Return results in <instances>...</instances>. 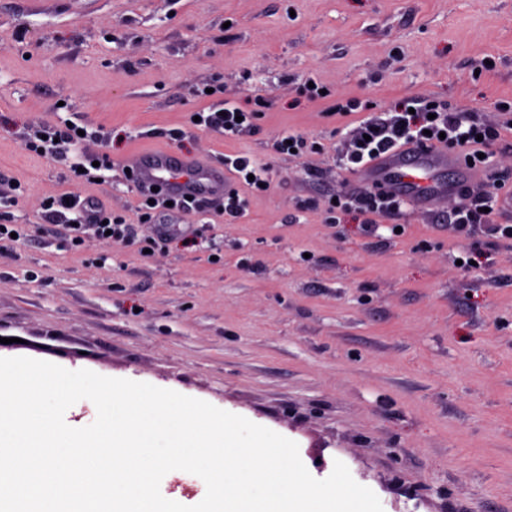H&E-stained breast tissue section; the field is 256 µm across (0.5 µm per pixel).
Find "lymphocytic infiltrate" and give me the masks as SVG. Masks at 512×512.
Returning <instances> with one entry per match:
<instances>
[{
	"label": "lymphocytic infiltrate",
	"instance_id": "1",
	"mask_svg": "<svg viewBox=\"0 0 512 512\" xmlns=\"http://www.w3.org/2000/svg\"><path fill=\"white\" fill-rule=\"evenodd\" d=\"M369 106L361 100L350 98L337 102L336 113H365L366 118L353 140L352 150L345 156L347 170L354 171L372 162L381 153L413 143L437 146L447 144L461 151L474 166L485 167L484 156L505 135L512 134V113H506L503 121L495 126L486 125L477 112L453 109L429 99L410 97L401 101L393 111L380 115L369 114ZM202 129L232 139L254 130L257 114L243 108L236 101L219 99L199 110ZM110 132L102 127L83 121L68 125L65 119L54 124L28 130L24 143L27 151L60 163H67L76 179L92 183L98 172L112 168L108 151L83 152L85 142L108 143ZM140 204L136 210L137 223H128L126 216L111 209L95 205L91 200L76 196L57 195L46 200L45 216L49 222L64 223L72 247H79L86 231H93L105 246L137 247L138 250H154L169 238L183 236V229L170 228L155 223L158 214L174 209L180 212H197L204 205L200 199H167L158 192L140 190ZM494 197L488 196L471 203L468 208L456 211L451 217L457 235L470 236L483 227L489 236L499 240H512L511 224H495L490 211L496 208ZM329 209L353 211L361 215L360 230L372 234L378 218L393 214L397 199L391 195L365 192L350 199L329 201Z\"/></svg>",
	"mask_w": 512,
	"mask_h": 512
}]
</instances>
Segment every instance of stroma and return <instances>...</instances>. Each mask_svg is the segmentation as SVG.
<instances>
[{"mask_svg": "<svg viewBox=\"0 0 512 512\" xmlns=\"http://www.w3.org/2000/svg\"><path fill=\"white\" fill-rule=\"evenodd\" d=\"M310 79L325 98L307 99ZM206 84L257 112L255 130L194 127ZM410 95L496 121L512 0H0V184L22 183L8 215L31 227L0 249V336L18 339L0 357L206 401L295 441L314 478L342 461L383 512H512V242L456 236L461 197L402 205L371 236L326 206L362 191L340 163L362 115L336 101L386 112ZM70 113L112 131L110 181L25 150L23 125ZM285 132L315 150L275 154ZM161 149L267 163L270 186L241 220L157 215L199 235L149 258L47 231L42 201L64 192L135 218L126 168ZM487 163L471 196L512 187V139ZM469 253L478 265L459 266Z\"/></svg>", "mask_w": 512, "mask_h": 512, "instance_id": "obj_1", "label": "stroma"}]
</instances>
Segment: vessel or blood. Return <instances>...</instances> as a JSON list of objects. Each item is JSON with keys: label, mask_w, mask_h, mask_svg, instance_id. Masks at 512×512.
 Instances as JSON below:
<instances>
[{"label": "vessel or blood", "mask_w": 512, "mask_h": 512, "mask_svg": "<svg viewBox=\"0 0 512 512\" xmlns=\"http://www.w3.org/2000/svg\"><path fill=\"white\" fill-rule=\"evenodd\" d=\"M131 167L138 181L147 187L196 198H223V168L198 162L190 163L168 151L145 152L136 156ZM455 168L458 177L451 182L439 179V171ZM363 184L385 194L406 198L416 208L432 209L440 198L455 196L480 178L458 154L407 145L380 155L359 170Z\"/></svg>", "instance_id": "vessel-or-blood-1"}]
</instances>
